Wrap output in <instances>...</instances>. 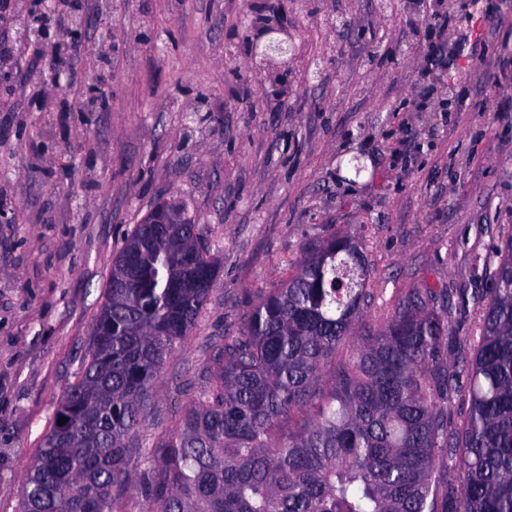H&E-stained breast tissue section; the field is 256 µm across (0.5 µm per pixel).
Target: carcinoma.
<instances>
[{
	"mask_svg": "<svg viewBox=\"0 0 512 512\" xmlns=\"http://www.w3.org/2000/svg\"><path fill=\"white\" fill-rule=\"evenodd\" d=\"M154 232L141 223L127 235L150 246L128 279L108 278V334L92 337L56 409L22 512H112L134 486L127 439L216 268L205 249L175 251ZM492 260L462 385L448 374L461 347L447 293L426 284L355 336L371 277L361 247L333 237L305 254L224 337L209 386L153 455L149 510L512 512V235ZM176 267L196 287L178 286ZM463 390L468 412L452 431L448 407Z\"/></svg>",
	"mask_w": 512,
	"mask_h": 512,
	"instance_id": "cac0c4a2",
	"label": "carcinoma"
}]
</instances>
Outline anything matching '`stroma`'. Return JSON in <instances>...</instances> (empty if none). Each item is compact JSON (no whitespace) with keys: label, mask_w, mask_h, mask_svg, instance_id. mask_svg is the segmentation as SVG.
Listing matches in <instances>:
<instances>
[{"label":"stroma","mask_w":512,"mask_h":512,"mask_svg":"<svg viewBox=\"0 0 512 512\" xmlns=\"http://www.w3.org/2000/svg\"><path fill=\"white\" fill-rule=\"evenodd\" d=\"M0 41V512L81 375L112 260L159 201L181 202L219 262L152 380L112 512H147L149 454L211 358L304 252L358 242L364 316L423 285L475 336L512 234V0H446L444 66L421 0H7ZM300 53L256 77L252 36ZM63 64H55V57Z\"/></svg>","instance_id":"obj_1"}]
</instances>
